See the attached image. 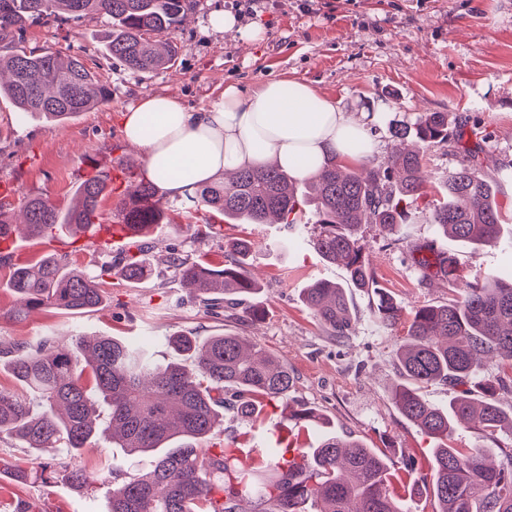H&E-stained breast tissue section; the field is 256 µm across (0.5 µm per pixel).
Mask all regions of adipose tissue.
<instances>
[{
	"mask_svg": "<svg viewBox=\"0 0 512 512\" xmlns=\"http://www.w3.org/2000/svg\"><path fill=\"white\" fill-rule=\"evenodd\" d=\"M122 134L143 148L150 177L173 194L231 168L257 170L274 162L302 181L328 161L363 165L374 156L365 121L292 79L272 80L249 93L225 85L198 111L172 96L150 95L123 113Z\"/></svg>",
	"mask_w": 512,
	"mask_h": 512,
	"instance_id": "obj_1",
	"label": "adipose tissue"
}]
</instances>
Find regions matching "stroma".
Returning a JSON list of instances; mask_svg holds the SVG:
<instances>
[{
  "label": "stroma",
  "instance_id": "stroma-1",
  "mask_svg": "<svg viewBox=\"0 0 512 512\" xmlns=\"http://www.w3.org/2000/svg\"><path fill=\"white\" fill-rule=\"evenodd\" d=\"M224 11L235 15L241 28L261 29L262 39L247 43L213 32L211 14ZM110 27L108 18L89 15L38 21L24 31L27 48L79 56L106 88L108 100L57 126L36 116L17 122L14 104L0 97V184L10 185L12 208H20L27 195L69 200L92 159L110 167L145 169L143 151L124 142L123 112L143 97L163 93L198 110L228 82L250 92L269 80H305L352 117H367L377 129L375 154L380 158L394 146L389 121L445 112L453 118L473 116L490 134L482 164L488 181H499L498 166L512 160V0H191L186 23L171 36L174 65L159 73L135 72L112 58L105 46ZM500 183L505 218L500 244L474 250L448 238L430 223L422 199L408 209L412 241L429 246L432 254L452 257L459 278L494 270L511 273L512 181ZM194 220L209 225V233L194 237L182 216L154 226L144 240L153 263L151 278L137 285L110 279L105 303L83 315L41 308L20 318L9 316L15 299L9 271L0 266V388L15 385L8 351L18 344L110 336L149 349L164 364L176 358L165 336L184 332L203 339L239 333L287 364L294 377L291 398L315 409L318 418L289 420L283 402L265 404L261 423L242 420L228 409L225 446L289 445L309 454L326 436L357 438L387 456L391 489L402 505L433 512L430 491L412 494L404 470L405 460L412 459L420 471H429L430 442L400 415L391 398L399 380L393 352L403 325L381 327L374 296L351 288L354 330L341 344L329 335L307 308L304 291L319 280L345 282L346 273L315 252L317 225H301L292 238L281 224H227L205 212ZM239 235L255 243L249 263L260 290L249 301L265 311L258 320L228 311L206 314L169 264L176 254L223 261L225 241ZM359 237L380 285L404 312L452 297L448 279L414 263L408 249L392 244L377 226L363 225ZM9 251L16 263L58 254L72 268L88 271L122 257L121 246L108 243L100 249L84 235L18 238ZM77 463L93 474V482L78 487L59 472L25 484L1 477L0 512H108L113 487L148 469L151 458L132 457L101 435Z\"/></svg>",
  "mask_w": 512,
  "mask_h": 512
}]
</instances>
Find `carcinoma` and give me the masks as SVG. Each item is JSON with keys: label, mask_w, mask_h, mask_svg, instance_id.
Returning <instances> with one entry per match:
<instances>
[{"label": "carcinoma", "mask_w": 512, "mask_h": 512, "mask_svg": "<svg viewBox=\"0 0 512 512\" xmlns=\"http://www.w3.org/2000/svg\"><path fill=\"white\" fill-rule=\"evenodd\" d=\"M189 7L190 0H0V95L14 102L21 121L38 114L58 123L107 100L80 58L23 46L29 22L106 16L112 22L109 53L134 71L154 72L173 65L176 51L168 44L155 52L152 43L178 28ZM478 129L466 117L451 127L448 113L425 112L389 126L393 139L413 140L414 150L395 149L357 170L332 162L301 186L275 165L240 170L230 182L200 184L176 203L138 171L127 181L113 218L145 235L177 204L189 215L214 212L242 224H266L275 217L294 234L299 213L314 206L319 227L314 247L326 261L342 265L347 280L344 286L316 283L305 289L304 301L340 341L353 325L347 287L373 290L381 324L393 327L404 317L378 284L358 230L374 224L394 243L407 242L400 203L428 196L421 176L427 150L440 147L456 158L430 222L467 245L498 242L502 206L481 173L488 137ZM111 192V171L94 167L65 210L49 195L27 197L21 206L25 232L32 237L92 232L103 223L100 202ZM253 248L252 240L234 238L225 244L218 265L175 257L170 263L201 295L206 312L217 314L259 289L249 270ZM0 264L11 267L10 288L21 312L42 307L90 312L103 302V273L112 271L109 264L99 273L71 269L66 258L54 254L20 265L5 253ZM151 274L144 246L135 239L115 275L136 283ZM167 342L189 354L194 367L160 365L108 336H77L69 345L17 346L12 362L17 389H0V435L20 440L37 454L54 457L64 449L78 457L97 437V408L107 406L103 432L112 433L132 454H154L146 473L112 489L109 512H241L240 502L248 496L257 499L262 512H305L307 505L311 512H411L391 493L383 454L358 439L329 437L302 461L287 458V448H271L250 468L231 450L210 453L226 406L246 421H257L263 401L288 400L293 379L282 361L240 334L204 340L180 334ZM487 358L512 368V276L495 272L466 284L446 303L414 309L394 350L400 381L392 400L408 422L437 442L430 472L405 467L413 484L430 485L435 512H512V448L493 455L451 444L461 424L490 439L505 427L512 429V415L498 398L501 391L512 393V377H480ZM432 383L461 392L448 407L434 406L421 393ZM177 438L184 443L168 447Z\"/></svg>", "instance_id": "obj_1"}]
</instances>
